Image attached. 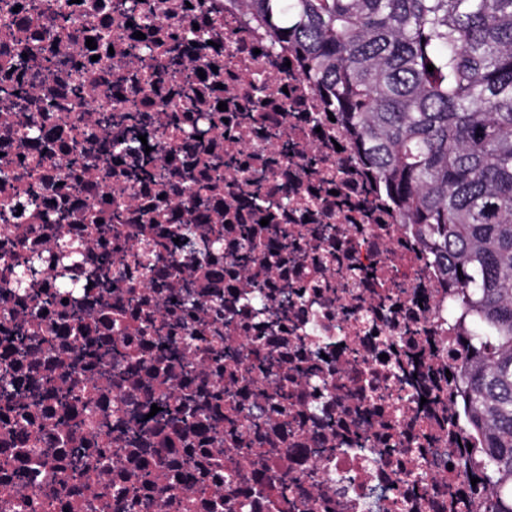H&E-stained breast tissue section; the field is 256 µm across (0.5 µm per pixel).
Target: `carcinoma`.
I'll return each instance as SVG.
<instances>
[{
  "instance_id": "1",
  "label": "carcinoma",
  "mask_w": 512,
  "mask_h": 512,
  "mask_svg": "<svg viewBox=\"0 0 512 512\" xmlns=\"http://www.w3.org/2000/svg\"><path fill=\"white\" fill-rule=\"evenodd\" d=\"M224 7L264 30L272 48L302 69L367 182L421 238L458 327L461 363L448 390L478 442L457 457L463 477L480 479L460 512H512V0H224ZM31 8L55 14L63 30L72 25L60 0H31ZM111 9L153 27L141 0H111ZM127 55L141 72L161 67L143 39H131ZM20 65L46 76L59 67L54 57L31 52ZM197 79L196 70H184L178 95L193 98ZM0 92L30 127L26 87ZM233 165L231 156L211 159V182L223 183ZM55 261L61 287H75L68 270L78 255L65 244ZM38 266L34 256L14 253L5 281L23 288ZM96 275L106 285L121 280L125 262ZM139 320L145 337L182 327L175 312L160 323L143 310ZM101 358L112 369L99 378L118 376L123 352L106 348ZM13 370V362H0V401L24 413L33 396L13 389ZM372 391L393 405L409 400L387 383ZM56 399L66 411L88 406L76 387ZM153 485L146 466L118 493L139 512L142 492Z\"/></svg>"
}]
</instances>
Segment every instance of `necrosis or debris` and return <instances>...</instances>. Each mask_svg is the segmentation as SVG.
I'll return each instance as SVG.
<instances>
[{"label": "necrosis or debris", "instance_id": "1", "mask_svg": "<svg viewBox=\"0 0 512 512\" xmlns=\"http://www.w3.org/2000/svg\"><path fill=\"white\" fill-rule=\"evenodd\" d=\"M108 0H73V24L60 31L51 15H26L29 36L46 52L65 60L66 68L42 80L17 64L24 47L0 41V86L24 78L30 85L35 132L22 137L12 113L0 107V167L23 171V179L0 182V266L13 251L43 260L39 286L57 294L59 277L52 263L62 245H72L79 262L71 272L77 283L68 303H54L47 313H32L26 293L0 287V360L14 359V385L39 395L25 415L0 406V512H21L22 505L54 503L53 512H88L97 490L135 481L143 465L155 471V486L144 494L140 512H173L175 499L189 501L188 512H456L468 494L451 464L458 451L473 443L463 428V414L449 394H438L437 381L455 358L457 329L448 317V296L438 273L426 260L419 239L397 224L372 189L363 188L356 165L349 163L344 137L335 125L314 131L305 121L319 113L320 101L310 84L280 62L267 38L237 28L225 15L224 0H148L156 23L151 44L166 53L178 42L185 62L204 71L198 95L186 101L174 96L173 75L156 71L135 75L125 54L127 37L139 31L140 18L114 24ZM207 24L208 41L192 43L185 35ZM118 26L122 40H104V28ZM95 39L88 48L87 39ZM85 86L82 99L71 93L73 80ZM265 103L256 106V95ZM145 102L153 122L141 138L121 126L103 127L105 112H123L133 99ZM53 103L51 116L42 107ZM226 110H219V103ZM255 113L240 125L239 113ZM286 116V130L296 133L294 152L283 153L265 134V119ZM85 150L106 155L108 170L72 169L69 158ZM235 155L243 171L211 188L206 154ZM322 162L306 170L305 158ZM150 158L166 169L159 186L129 177L135 164ZM348 171L350 187L337 189L336 170ZM196 176L187 192L184 171ZM266 176L286 208H267L264 197L250 194L244 180ZM42 189L38 206H30L31 185ZM204 196L198 204L196 196ZM287 225L296 250L284 254L276 238L260 231L254 240L258 261L241 269L237 229L262 219ZM116 224L115 238L104 241L97 221ZM223 225L220 245L187 235V227ZM335 232L319 250L308 247L316 227ZM153 243L168 270L161 279L140 266L146 243ZM124 258L128 281L157 320L170 314L167 297L183 281L197 285L198 304L183 315L188 342L141 338L127 302V283L104 290L93 273L102 261ZM392 259L405 293L389 296L376 272ZM222 278L213 281V270ZM351 280L337 290V270ZM268 282L265 298L250 286L251 277ZM296 288L295 307L284 324L266 322L284 282ZM85 317L75 322L71 304ZM23 326L32 337L28 354L15 358L13 330ZM419 338L400 341L403 328ZM125 347L122 375L100 382L102 368L95 351ZM239 350L235 376L224 370L225 347ZM272 350L282 359L280 373L253 369L252 351ZM196 365L185 373L186 361ZM392 368L410 396L402 409L371 397L373 373ZM85 388L93 410L76 435L60 429V411L43 384ZM288 387V407L280 409L272 394ZM237 394L240 407L230 411L214 394ZM193 394L209 418L222 421L225 441L251 442L267 467L240 459L235 477L224 469V448L213 443L206 426L183 430L157 425L146 443L128 447L117 461L91 462L79 478L69 470L50 474L36 463L39 448L54 442L60 453L85 444L111 447L124 440L129 420H145L157 399L167 410L179 408ZM424 453H416V445ZM420 479H413V472Z\"/></svg>", "mask_w": 512, "mask_h": 512}]
</instances>
